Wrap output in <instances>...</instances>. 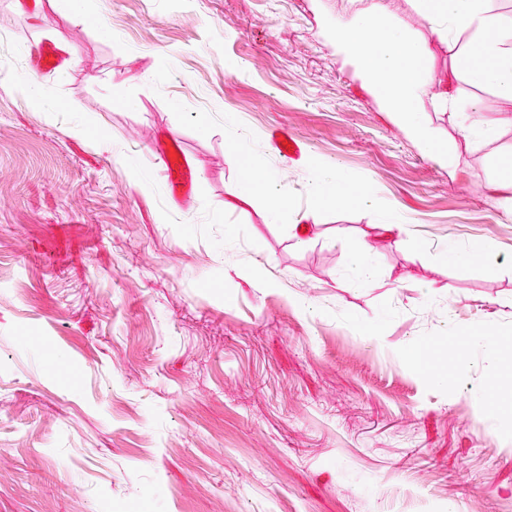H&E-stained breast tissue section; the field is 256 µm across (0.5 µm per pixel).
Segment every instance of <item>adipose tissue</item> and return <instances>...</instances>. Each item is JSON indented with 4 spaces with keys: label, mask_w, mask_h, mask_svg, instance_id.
Listing matches in <instances>:
<instances>
[{
    "label": "adipose tissue",
    "mask_w": 512,
    "mask_h": 512,
    "mask_svg": "<svg viewBox=\"0 0 512 512\" xmlns=\"http://www.w3.org/2000/svg\"><path fill=\"white\" fill-rule=\"evenodd\" d=\"M422 18L439 41L449 32L462 35L455 53L458 74L489 82L501 92L498 101L480 102L458 112L459 129L468 138L484 128L483 113L495 112L499 121L512 125V19L493 13L486 0H421ZM336 39L370 64V75L395 112L427 150L435 146L429 127L418 117L424 92H431L441 110H455L457 95L448 76L424 83L420 71L427 56L424 43L412 38L398 23L383 18L382 8L354 15L336 28Z\"/></svg>",
    "instance_id": "ef3b65f1"
}]
</instances>
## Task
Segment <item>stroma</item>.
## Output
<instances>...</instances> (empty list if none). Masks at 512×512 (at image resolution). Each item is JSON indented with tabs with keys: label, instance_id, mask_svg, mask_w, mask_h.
Segmentation results:
<instances>
[{
	"label": "stroma",
	"instance_id": "stroma-1",
	"mask_svg": "<svg viewBox=\"0 0 512 512\" xmlns=\"http://www.w3.org/2000/svg\"><path fill=\"white\" fill-rule=\"evenodd\" d=\"M377 3L459 109L498 98L417 0H0V512H512V214L483 189L512 126L476 143L426 99L455 160L423 150L336 40ZM42 40L69 60L32 70ZM278 126L372 203L319 205ZM248 169L286 173L287 210ZM286 142L292 144L290 150H285V148L282 147V144ZM271 145L275 153L281 158L291 159L301 154V144L292 133L288 132V128L286 127H277L272 130ZM170 141L171 147L160 148L157 153L167 178L170 200L178 202L192 193L197 171L187 162L175 137L171 136ZM175 151H178V155H175ZM173 160L176 163L171 166Z\"/></svg>",
	"mask_w": 512,
	"mask_h": 512
}]
</instances>
